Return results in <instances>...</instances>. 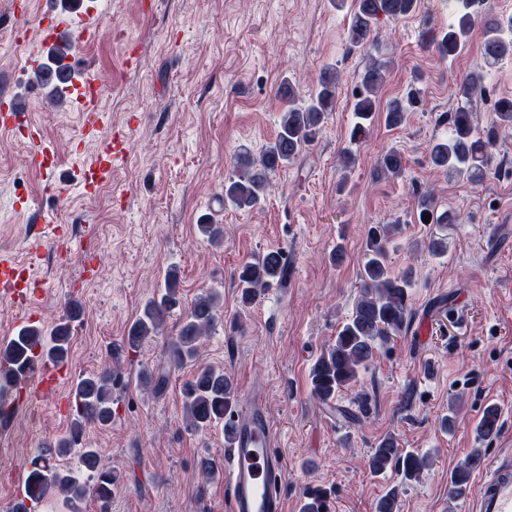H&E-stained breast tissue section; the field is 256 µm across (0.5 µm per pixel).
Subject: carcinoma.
Returning a JSON list of instances; mask_svg holds the SVG:
<instances>
[{"label":"carcinoma","instance_id":"obj_1","mask_svg":"<svg viewBox=\"0 0 512 512\" xmlns=\"http://www.w3.org/2000/svg\"><path fill=\"white\" fill-rule=\"evenodd\" d=\"M418 0H358L347 29V45L368 51L374 45L378 24L382 19H399L416 9ZM452 5L453 20L448 28L433 35L429 42L439 56L446 59L456 55L466 44L473 29L475 14L470 0H448ZM484 54L491 62L512 55V15L486 24L483 32ZM390 61L368 55V63L360 75V83L353 94V112L358 122L352 138L361 137L371 126L375 112V94L382 85ZM337 68L323 71L319 88L306 103L289 81H284L280 94L288 101L281 113L275 138L255 157H238L239 173L224 185V200L242 208H254L265 198L268 176L288 166L302 149L314 141L325 114L333 111L336 96ZM461 94L471 101L477 92H484L483 75L470 72L462 79ZM420 100V91L412 87L406 98L391 100L386 108L385 122L399 127ZM474 113L467 105L446 114L443 120L452 129L446 140H436L427 148L429 164L442 172L466 176L472 180L483 178L490 158V148L500 130L512 131V97L502 96L495 103L492 126L477 132ZM403 158L396 150L385 152L373 170L376 180L398 178L403 174ZM399 232L396 224L373 226L366 238L365 262L360 272L357 297L351 314L338 327L335 339L317 358L311 371L312 394L329 403L344 390L354 386L359 371L373 358L375 350L400 335L410 314L408 290L413 285V271L408 268L395 274L387 262L386 243ZM238 288L243 304L249 305L262 291L274 284L288 282L287 256L281 250H272L254 257L237 272ZM179 275L175 268L168 271L167 283L161 296L148 301L132 322L126 336V345L136 350L150 336L161 330L167 317L180 306ZM220 294L206 290L198 296L187 313L175 340L171 355L176 363L196 358L199 341L205 331L218 321ZM71 329L68 322L60 323L52 335L46 337L36 328H24L7 344L0 346V419L9 416L13 405V390L33 371L41 356L62 360L67 356ZM184 420L188 428L206 430L224 424V438L231 434L229 416L237 403V388L233 380L220 369L200 367L183 385ZM74 420L70 435L45 445L33 463L27 478L24 498L31 508L17 506L13 512H31L55 489L70 504L71 512H80L76 504L93 495L101 512H109L112 489L118 477L99 469V453L94 448L83 450L80 460L84 468L94 473V484L89 486L71 474L53 467L51 460L80 442L84 426H107L112 422V370L86 376L74 389ZM499 430V412L494 405L487 406L476 429L480 440L489 439ZM483 449L474 448L460 461L449 476L450 492L455 498H464L470 491V476L480 464ZM427 466V458L398 447L392 436L382 438L372 449L368 467L381 475L389 470L401 476L404 482L420 479ZM398 491L391 488L376 504L377 512H397ZM301 512H332L330 494L315 487L304 492Z\"/></svg>","mask_w":512,"mask_h":512}]
</instances>
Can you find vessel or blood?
I'll use <instances>...</instances> for the list:
<instances>
[{
    "label": "vessel or blood",
    "mask_w": 512,
    "mask_h": 512,
    "mask_svg": "<svg viewBox=\"0 0 512 512\" xmlns=\"http://www.w3.org/2000/svg\"><path fill=\"white\" fill-rule=\"evenodd\" d=\"M60 17L58 0H41L38 26L44 42L61 41L64 27ZM66 65L68 70L83 73L76 87L75 101L83 114L85 134L98 140L94 158L76 175L78 185L85 187L92 181H107L112 168L126 157L128 136L102 134L105 116L97 107L102 87L93 76L87 75L88 60L72 54ZM0 128L26 134L37 147L34 163L49 171L55 168L54 151L32 130L26 109L18 99H10L8 113L0 117ZM26 272V267L15 257L1 252L0 293L18 304L29 301V294L20 293L18 289ZM233 421L234 436L224 448L223 478L228 512H287L283 495L285 467L275 449V435L262 401L253 398L238 406ZM473 512H512L511 451L498 454L478 472Z\"/></svg>",
    "instance_id": "obj_1"
}]
</instances>
